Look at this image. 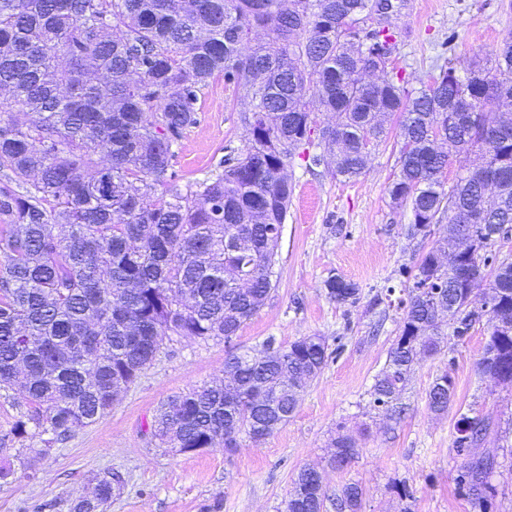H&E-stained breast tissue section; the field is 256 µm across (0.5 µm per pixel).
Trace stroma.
<instances>
[{
    "instance_id": "35a3bbf8",
    "label": "stroma",
    "mask_w": 512,
    "mask_h": 512,
    "mask_svg": "<svg viewBox=\"0 0 512 512\" xmlns=\"http://www.w3.org/2000/svg\"><path fill=\"white\" fill-rule=\"evenodd\" d=\"M389 20L398 32L392 58L417 93L437 59L456 69L485 62L493 47L512 33V0H391ZM459 38L454 51L441 44L449 31ZM243 93L215 76L200 103L199 122L186 130L175 169L182 183L206 179L218 169L228 143H239ZM399 126L390 121L384 142L374 147L364 176L336 177L330 160L312 164L306 154L290 159L286 175L293 187L279 246V282L236 338L241 351L258 348L266 337L287 344L302 336L342 338L344 349L302 394L288 423L261 442L240 436L229 450L216 445L190 453L157 447L149 434L153 415L169 396L212 383L224 375V347L184 339L169 345L121 395L109 414L41 455L37 477L0 484V512H69L96 478H122L106 512H282L294 475L317 467L323 488L345 484L363 492L362 512H400L395 491H414L412 512H468L455 489L461 463L454 440L462 417L479 416L489 428L474 455L494 453L489 476L494 512H512V386L480 377L477 362L487 327L475 325L456 340L450 325L441 351L420 357L403 396L402 420L368 406L374 378L401 332L399 311L374 305L377 294L399 287L402 268L414 267L446 233L408 238V210L396 207L388 188L398 167ZM336 275L357 285L355 305L330 301L323 282ZM449 374L454 397L446 412L433 413L427 392L436 377ZM351 436L356 458L345 468L327 463L337 434Z\"/></svg>"
}]
</instances>
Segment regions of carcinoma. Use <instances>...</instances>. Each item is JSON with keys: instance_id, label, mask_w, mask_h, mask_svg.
<instances>
[{"instance_id": "1", "label": "carcinoma", "mask_w": 512, "mask_h": 512, "mask_svg": "<svg viewBox=\"0 0 512 512\" xmlns=\"http://www.w3.org/2000/svg\"><path fill=\"white\" fill-rule=\"evenodd\" d=\"M371 0H0V391L23 374L25 408L13 438L45 449L112 410L164 347L178 339L227 348L219 385L162 405L151 425L164 448L201 450L238 437L259 442L286 424L304 386L332 358L321 336L283 346L273 337L250 355L233 350L242 326L264 305L275 270L296 151L324 146L336 175L367 171L368 137L379 144L398 114L393 203L410 211L406 233L448 225L478 240L461 269H442L429 251L403 271L402 330L372 387L370 405L404 412L402 393L420 354L440 351L439 322L465 338L487 324L478 371L512 383V262L497 258L483 224H512V37L464 72L439 66L417 95L393 70L365 81L375 58L391 54L394 31L365 26ZM262 36L247 46L252 34ZM217 74L250 98L240 147L225 146L223 171L180 185L175 150L198 123V103ZM336 122L318 125L315 111ZM475 153L500 176L497 191L471 173L448 183L452 158ZM486 284L491 310L472 305L470 284ZM327 297L353 305L359 288L328 276ZM451 296L447 315L426 295ZM431 410L448 409L437 387ZM470 444L455 440L460 456ZM329 462L358 454L333 439ZM495 456L464 460L456 486L468 512H493L487 475ZM112 479H99L70 512H105ZM361 512L362 490L333 498L321 475L300 470L286 512Z\"/></svg>"}]
</instances>
